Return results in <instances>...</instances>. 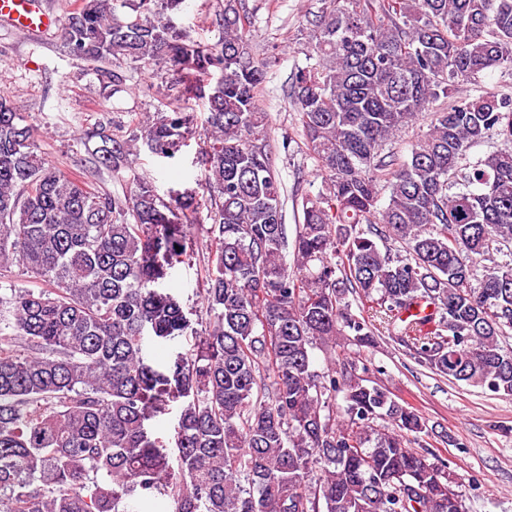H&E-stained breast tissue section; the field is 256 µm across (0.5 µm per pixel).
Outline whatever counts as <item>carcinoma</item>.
I'll use <instances>...</instances> for the list:
<instances>
[{
	"instance_id": "obj_1",
	"label": "carcinoma",
	"mask_w": 512,
	"mask_h": 512,
	"mask_svg": "<svg viewBox=\"0 0 512 512\" xmlns=\"http://www.w3.org/2000/svg\"><path fill=\"white\" fill-rule=\"evenodd\" d=\"M323 2L316 63L289 96L324 190L293 192L291 240L237 0L215 15L216 44L172 22L183 0H79L67 53L116 87L124 65L151 67L167 90L93 129L87 168L46 160L0 93V278L44 284L0 292V512H129L148 494L175 512H466L447 464L407 446L427 432L418 411L352 364L315 370L312 350L386 335L436 375L512 396V95H458L512 69V0ZM191 99L206 113L202 204L193 189L162 198L132 167L143 148L175 157ZM422 121L408 154L385 151ZM492 136L503 147L468 162ZM102 168L130 172L129 195L100 188ZM208 220L197 330L160 285ZM495 253L509 259L479 266ZM414 306L433 312L404 318ZM189 333L172 365L148 363L146 337ZM172 402L170 448L145 423Z\"/></svg>"
}]
</instances>
